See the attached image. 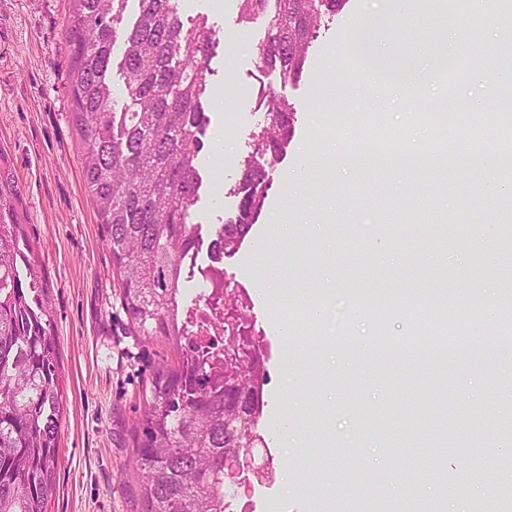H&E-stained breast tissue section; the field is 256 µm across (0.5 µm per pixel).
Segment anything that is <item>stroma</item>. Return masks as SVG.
<instances>
[{
    "label": "stroma",
    "instance_id": "stroma-1",
    "mask_svg": "<svg viewBox=\"0 0 512 512\" xmlns=\"http://www.w3.org/2000/svg\"><path fill=\"white\" fill-rule=\"evenodd\" d=\"M383 6V0H348L321 28L302 79L284 85L277 74L260 72L256 47L265 24L242 22L237 0H178L182 19L208 14L224 41L211 62L214 97L201 153L207 184L193 214L200 226L198 263H211L213 229L237 211L239 199L229 189L253 150L252 130L264 120L256 102L260 86L296 108L294 135L269 172L272 186L259 220L223 261L225 281L250 298L247 317L265 354L258 431L281 456L270 490L280 512H359L376 479L387 481L392 471L401 479L385 486L388 512H399L410 493L419 512L471 507L492 475L496 497H512L505 469L491 465L497 450L471 442L473 431L483 428L512 443V378L504 372L503 346L489 350L484 369L468 363L480 341L493 342L489 323L477 338L459 333L455 356L421 374L410 366L392 372L376 353L344 366L326 359L309 374L286 367V320L297 337L320 338L326 349L343 336H361L376 347L387 337L427 346L430 337L415 333L417 316L440 305L443 293L478 295L492 287L498 298L512 299L495 239L486 242L485 261L473 262L470 239L445 220L457 206L458 179L470 174L466 166L446 169L440 197L410 212L400 197L406 183L422 177V167L323 162L339 142L343 119L379 117L396 150L425 147L436 132L418 121V112L435 108L446 92L474 93L463 76L475 68L489 78L496 74L503 4L491 0L487 12L471 13L462 0H448L469 35L457 47L455 69L437 83L407 84L399 97L377 106L348 37ZM69 8V0H0V179L19 191L17 208L46 283L58 353L63 409L48 512H141L132 468L136 421L151 373L173 354L164 341L133 331L84 184L68 92ZM228 112L235 116L229 129ZM382 212L390 215L383 233H365L364 225L376 224ZM431 230L439 242L428 238ZM320 284L326 312L315 323L306 306ZM352 288L392 310L384 333L369 316L350 320ZM275 290L287 293L291 310L273 301ZM441 377L457 407L444 416L433 401ZM405 409L425 418L429 445L391 447L385 424Z\"/></svg>",
    "mask_w": 512,
    "mask_h": 512
}]
</instances>
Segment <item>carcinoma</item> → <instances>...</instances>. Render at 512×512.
<instances>
[{
	"instance_id": "carcinoma-1",
	"label": "carcinoma",
	"mask_w": 512,
	"mask_h": 512,
	"mask_svg": "<svg viewBox=\"0 0 512 512\" xmlns=\"http://www.w3.org/2000/svg\"><path fill=\"white\" fill-rule=\"evenodd\" d=\"M129 0H71L67 19L71 117L80 136L82 173L104 228V242L122 288L132 327L163 337L175 362L156 369L137 420L133 470L141 512H224V457L265 444L253 418L263 408V364L208 356L183 325L182 258L196 244L191 210L200 199L201 136L210 123L212 58L220 39L208 15L189 28L173 0H138L136 20L119 27ZM240 19L267 23L256 47L258 67L295 83L309 48L347 0H238ZM433 33L439 76L453 67ZM121 41L123 85L112 86V50ZM411 54L387 63L400 79ZM264 124L251 134L254 152L242 162L232 192L235 217L221 225L215 253L232 254L263 210L271 181L266 166L286 152L295 106L271 88L259 89ZM17 188L0 182V512H46L55 492L58 424L63 406L51 317L15 202ZM418 330L445 341L456 332L443 308ZM392 428L421 440L424 422Z\"/></svg>"
}]
</instances>
